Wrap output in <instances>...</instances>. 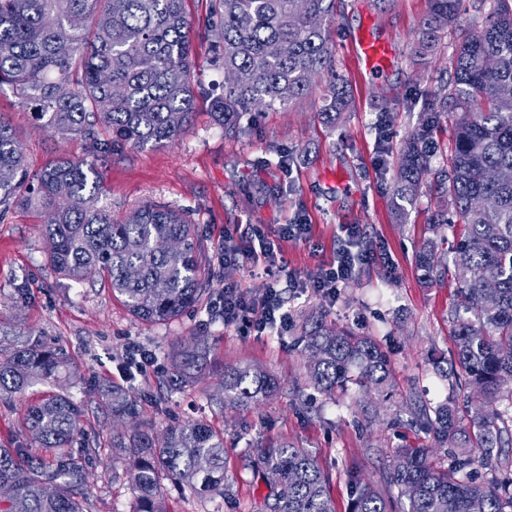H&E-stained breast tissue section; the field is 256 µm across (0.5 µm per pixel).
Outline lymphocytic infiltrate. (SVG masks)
Listing matches in <instances>:
<instances>
[{
	"label": "lymphocytic infiltrate",
	"mask_w": 512,
	"mask_h": 512,
	"mask_svg": "<svg viewBox=\"0 0 512 512\" xmlns=\"http://www.w3.org/2000/svg\"><path fill=\"white\" fill-rule=\"evenodd\" d=\"M344 232L345 236L336 249L333 262L303 277L287 271L284 261L275 252V239H269L257 231L252 232L246 240L225 236L222 255L224 263L261 264L266 279L265 289L258 296L248 295L241 285H225L224 296L219 302L225 324L241 323L260 334L267 331L279 332L288 325V314L283 310L284 288L334 295L339 286L350 281L362 265L377 255L358 225H346Z\"/></svg>",
	"instance_id": "obj_1"
}]
</instances>
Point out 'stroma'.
Listing matches in <instances>:
<instances>
[{"label": "stroma", "instance_id": "stroma-1", "mask_svg": "<svg viewBox=\"0 0 512 512\" xmlns=\"http://www.w3.org/2000/svg\"><path fill=\"white\" fill-rule=\"evenodd\" d=\"M213 0H186L193 27L192 59L196 109L187 131L160 148L116 145L107 157L94 159L103 175L99 207L123 219L133 208L151 202L184 212L202 246L200 274L207 292L183 316L160 324L134 318L101 280L76 283L56 275L47 263L48 242L40 218L17 205L0 217V322L21 326L62 347L74 371L68 390L81 402L84 441L72 454L84 461L87 447L97 460L86 463L88 512H131L133 493L113 462L108 447L112 423L98 408L93 392L101 379L122 383L128 345L172 352L193 336L207 337L209 372L174 394H161L157 376L163 360L136 375L132 391L141 415L156 433L174 424L204 421L224 434L225 479L230 497L200 498L172 481L164 488L168 512H262L266 481L246 458L258 449L283 442L308 450L331 476L330 493L338 512H348L350 479L359 476L381 493L394 496L387 479L397 448L412 445L446 460L433 434L409 424L415 398L442 402L448 382L432 364L452 347L448 309L458 286L455 275L424 286L414 266L416 250L434 237L432 216L439 203L433 188L422 186L406 221H397L393 190L397 156L419 124L429 91L453 73L451 54L460 29L480 31L487 9L480 0H463L460 27L441 32L434 50L415 57L412 49L428 0H341L331 30L332 67L347 81L350 109L327 123L324 87L243 120L238 134L226 136L210 113L211 93L224 82V69L213 55L204 25ZM388 45L383 69L368 71L357 55L360 38ZM0 112L17 125L30 174L61 158H88L84 143L45 130L25 114L10 89L0 90ZM252 224L276 236L279 225L306 224L305 241H282L278 255L288 268L306 275L336 254L344 224H356L382 256L364 265L335 298L313 292H284L288 329L277 334L243 332L225 325L212 306L225 284L239 283L261 294L264 282L247 267L223 265L224 234ZM29 290L20 299L18 287ZM324 312L337 326L374 337L390 353L394 387L374 403L346 395L317 397L311 409L294 399L305 389L304 358L295 344L306 317ZM259 367L276 376L278 396L249 410L211 412L208 396L216 391L224 368ZM48 384L24 395L0 399V444L21 441L20 421L31 402L51 392Z\"/></svg>", "mask_w": 512, "mask_h": 512}]
</instances>
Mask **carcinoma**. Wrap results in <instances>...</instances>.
Returning <instances> with one entry per match:
<instances>
[{
	"label": "carcinoma",
	"mask_w": 512,
	"mask_h": 512,
	"mask_svg": "<svg viewBox=\"0 0 512 512\" xmlns=\"http://www.w3.org/2000/svg\"><path fill=\"white\" fill-rule=\"evenodd\" d=\"M184 0H0V88L55 134L84 142L97 156L112 144L163 146L189 127L195 106L191 26ZM461 0H429L415 53L429 52L438 33L456 24ZM336 0H218L204 26L224 62V84L213 96L214 121L231 135L244 116L309 94L329 71L328 29ZM453 80L429 94L426 118L398 158L395 210L406 218L427 172L429 142L442 118L460 113L450 140L449 167L436 193L449 198L463 224L452 264L460 287L450 310L453 358L470 388L466 405L448 385L445 402L414 409L415 423L448 445V465L426 448H400L388 471L399 512H512V473L484 479L496 448L512 446V177L489 181L490 169L512 173V0H490L481 37L460 33ZM349 108L344 79L333 78L325 116ZM98 168L60 160L31 180L22 142L0 116V215L17 202L38 208L49 241L47 262L59 276L83 282L107 278L128 311L147 324L179 317L205 293L199 239L182 213L145 205L122 222L97 207ZM446 241L428 240L415 254L421 279L432 284L449 268ZM307 384L328 399L357 387L389 393L393 375L375 340L313 315L298 337ZM207 341L193 336L167 354L158 383L174 392L203 375ZM0 399L36 383L71 377L70 361L42 337L0 328ZM112 420V459L125 463L132 512H168L161 484L168 477L194 495L224 496V433L203 421L174 426L159 438L139 418L138 401L112 382L95 386ZM278 384L250 365L224 370L213 411L269 400ZM84 409L66 391L52 392L27 411L25 442L0 445V512H87L83 469L69 451L81 436ZM251 466L275 477L264 512H336L330 478L304 449L282 443ZM349 512H394L393 501L358 480Z\"/></svg>",
	"instance_id": "cac0c4a2"
}]
</instances>
